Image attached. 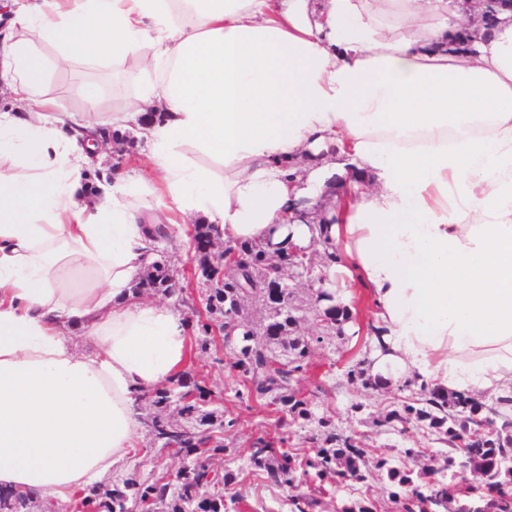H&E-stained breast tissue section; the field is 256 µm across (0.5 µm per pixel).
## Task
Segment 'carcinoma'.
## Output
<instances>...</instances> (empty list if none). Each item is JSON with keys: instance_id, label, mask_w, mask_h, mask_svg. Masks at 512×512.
Wrapping results in <instances>:
<instances>
[{"instance_id": "carcinoma-1", "label": "carcinoma", "mask_w": 512, "mask_h": 512, "mask_svg": "<svg viewBox=\"0 0 512 512\" xmlns=\"http://www.w3.org/2000/svg\"><path fill=\"white\" fill-rule=\"evenodd\" d=\"M194 240L198 245V263L207 288L205 308L209 321L197 323V342L205 349L211 343L212 323L224 327L227 314L240 316L247 302L259 303L270 309L266 320L257 328L241 325L235 336L223 337L224 346L234 355L230 369L240 376L249 395L276 406L281 413L302 424H317L311 436L313 453L301 455L292 448H280L274 439H257L248 455L251 473L277 485L294 487L313 481L339 488L368 481L371 471L367 451L353 435L336 430L331 420L316 414L319 394L307 398L293 386L303 371L310 344L292 336L299 321V308L293 302V292L286 297L272 288L273 254L264 247L249 244L226 246L219 252H202L200 245L212 244L213 228L209 224L194 225ZM234 251L250 261L245 276L253 288L245 295L236 288L232 272H224L225 256ZM174 271L166 264L154 262L146 275L132 288L133 295L172 294ZM332 295L323 290L317 296L312 313L335 318L344 323L352 314L344 307L328 304ZM204 378L183 370L152 395L154 441L159 454L181 458L179 470L161 475L146 474L135 466L108 479V489L91 487L79 492L75 505L78 512H226L224 491L234 483L227 471L219 474L210 459L224 454V444L212 435L214 412L205 409L212 393L202 386ZM176 410L179 420L170 418ZM486 405L465 393L434 389L429 397L415 405H405L374 421L380 432L405 431L412 424L427 426L437 441L448 450L432 459V464L418 469H401L381 458L375 468L386 471L388 485L398 488L390 493L391 501L402 512H426L431 498H442L445 512H507L512 503V467L502 463L512 457V416L498 412L500 426L493 432L480 433L471 439V426L480 427L486 418ZM462 458L467 470L482 479L484 497L471 496L467 491L450 486L443 478L448 461ZM35 496L0 490V512H33ZM320 499L295 495L289 498L291 512H311Z\"/></svg>"}]
</instances>
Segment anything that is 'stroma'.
I'll return each instance as SVG.
<instances>
[{"label":"stroma","mask_w":512,"mask_h":512,"mask_svg":"<svg viewBox=\"0 0 512 512\" xmlns=\"http://www.w3.org/2000/svg\"><path fill=\"white\" fill-rule=\"evenodd\" d=\"M86 78V72L78 68L53 72L48 90L60 102L59 118L68 121L81 115L83 103L76 88ZM157 254L177 272V291L168 298L172 308L182 313L187 304L201 306V292L205 283L198 270L192 225H185L178 247H171L162 241L157 245ZM314 301V290L303 284L295 287L293 302L306 313L296 333L310 343L306 370L298 383L299 389L304 392L323 389L325 395L317 408L318 415L331 419L337 428L356 431L369 451L370 460L381 457L392 459L397 457L399 449L412 447L422 451L416 460L417 465L428 464L430 455L440 452L442 445L426 430L412 426L402 433H381L373 425L376 418L416 398V391L390 389L378 393L363 385L346 382L348 370L363 359L368 349L369 327L364 319L371 309V302L367 294L359 293L356 300V316L362 321L361 327L349 328L341 339L320 337L316 321L308 314ZM227 360L228 350L224 346H213L206 351L193 343L188 346L186 363L205 371L206 384L214 395L210 408L225 423L222 436L226 452L223 457L216 459L215 464L221 471L233 472L238 477L233 486L239 498L237 512H288L289 496L295 491L302 494L308 492V485H300L294 491L250 476L247 448L256 438L278 430L290 434V447H302L303 441L299 436L301 428L296 424H280L279 412L265 402L242 396L243 384L227 368ZM361 497L372 499L377 505L376 512H392L387 481L384 473L378 470L373 472L367 486L341 490L328 488L322 497L323 507L325 512H334L336 505Z\"/></svg>","instance_id":"stroma-1"}]
</instances>
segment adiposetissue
Instances as JSON below:
<instances>
[{
	"instance_id": "ef3b65f1",
	"label": "adipose tissue",
	"mask_w": 512,
	"mask_h": 512,
	"mask_svg": "<svg viewBox=\"0 0 512 512\" xmlns=\"http://www.w3.org/2000/svg\"><path fill=\"white\" fill-rule=\"evenodd\" d=\"M0 26V487L72 496L129 459L139 396L187 357L184 318L132 298L149 222L311 248L373 302L381 385L512 400V8L461 0H12ZM52 48L45 58L43 48ZM120 68L58 119L52 69ZM136 123L163 208L123 172L87 191L99 126ZM205 157L189 163L186 153ZM330 222H294L299 200ZM93 352L78 350L75 339Z\"/></svg>"
}]
</instances>
